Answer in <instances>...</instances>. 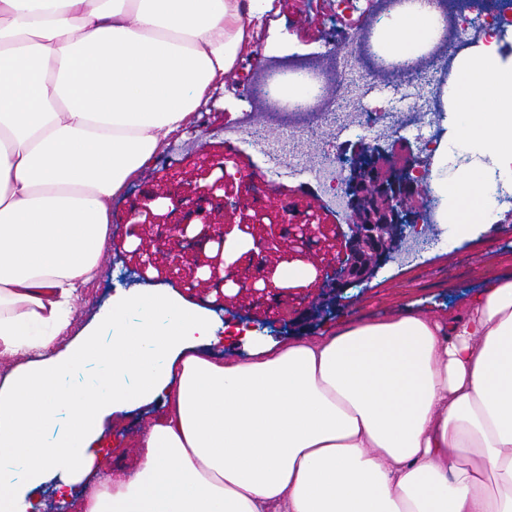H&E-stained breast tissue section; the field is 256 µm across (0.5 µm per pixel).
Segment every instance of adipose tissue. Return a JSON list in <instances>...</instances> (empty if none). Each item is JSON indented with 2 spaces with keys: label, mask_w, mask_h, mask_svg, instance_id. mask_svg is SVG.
<instances>
[{
  "label": "adipose tissue",
  "mask_w": 512,
  "mask_h": 512,
  "mask_svg": "<svg viewBox=\"0 0 512 512\" xmlns=\"http://www.w3.org/2000/svg\"><path fill=\"white\" fill-rule=\"evenodd\" d=\"M269 0H0V512H39L92 474L113 412L161 400L123 478L78 512H512V279L447 322L409 312L217 359L210 310L141 289L60 347L109 242V202L223 82ZM417 0L383 55L438 38ZM453 87L463 179L449 209L492 211L512 173V67L461 59ZM484 109L464 110L471 95ZM108 367L81 402L70 380Z\"/></svg>",
  "instance_id": "obj_1"
}]
</instances>
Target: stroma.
<instances>
[{"mask_svg":"<svg viewBox=\"0 0 512 512\" xmlns=\"http://www.w3.org/2000/svg\"><path fill=\"white\" fill-rule=\"evenodd\" d=\"M371 0L335 20L326 0H272L239 54L234 74L209 90L186 132L164 139L152 162L111 201V244L95 278L82 288L72 332L95 322L118 294L168 288L215 310L229 328L247 326L257 340L285 343L320 335L346 321H368L412 309L444 319L472 290L512 276V210L478 217L466 239L446 225L439 245L418 264H381L372 278L336 288L349 219L327 203L310 177L285 176L259 206L239 199L261 184L280 153L275 146L226 144L224 125L247 110V75L256 52L287 34V54L320 55L340 28L359 24ZM262 240L263 250L253 247ZM311 265L303 279L285 269ZM164 412L154 402L113 417L101 443L100 469L123 475L136 459L142 430Z\"/></svg>","mask_w":512,"mask_h":512,"instance_id":"35a3bbf8","label":"stroma"}]
</instances>
